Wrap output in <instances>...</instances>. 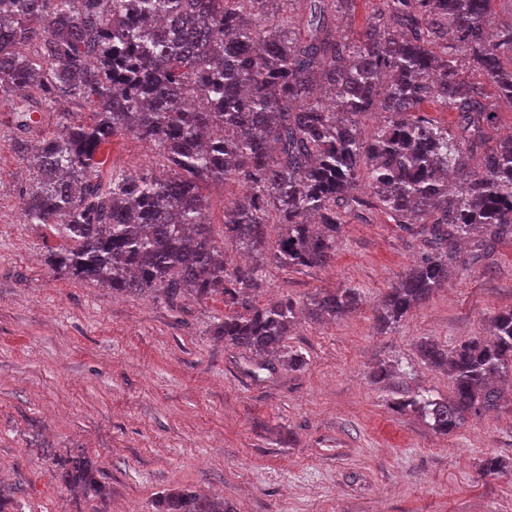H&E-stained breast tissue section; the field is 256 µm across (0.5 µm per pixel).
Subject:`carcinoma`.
<instances>
[{
    "mask_svg": "<svg viewBox=\"0 0 512 512\" xmlns=\"http://www.w3.org/2000/svg\"><path fill=\"white\" fill-rule=\"evenodd\" d=\"M356 0H0V96L13 101V147L27 161L22 189L30 224H53L68 246L51 262L118 294L160 291L171 308L193 295L224 298L233 311L212 333L272 371L297 318L291 299L257 306V269L229 270L207 222L204 186L236 179L246 190L224 210V238L269 247L286 271L326 265L343 217L382 210L417 224L418 264L385 293L376 322L388 328L448 284L449 266L485 261L512 237V137L489 145V92L512 101V26L486 31L491 0H380L355 38L336 35V14ZM467 62L484 82L462 76ZM436 98L455 130L419 105ZM77 100L55 130L34 114ZM384 123L364 133L359 118ZM129 132L158 147L167 173L99 172L97 153ZM479 170L458 176L467 160ZM458 179L456 188L448 181ZM282 232L268 243V225ZM479 236L462 259L458 243ZM360 294H317L309 315L334 320ZM490 336L448 346L425 340L422 362L448 375L446 398L393 401L444 435L506 401L497 386L512 371V309L490 318ZM64 482L91 499L109 491L96 463L74 456ZM153 512H232L224 499L178 488Z\"/></svg>",
    "mask_w": 512,
    "mask_h": 512,
    "instance_id": "1",
    "label": "carcinoma"
}]
</instances>
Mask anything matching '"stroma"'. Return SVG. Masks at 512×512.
<instances>
[{
  "label": "stroma",
  "instance_id": "obj_1",
  "mask_svg": "<svg viewBox=\"0 0 512 512\" xmlns=\"http://www.w3.org/2000/svg\"><path fill=\"white\" fill-rule=\"evenodd\" d=\"M12 134L1 102L0 512H153L155 497L177 487L223 496L235 512H512V408L448 436L391 408L415 392L449 393L447 375L420 360V340L485 335L491 315L512 309V239L381 331L375 305L420 257L419 238L379 210L366 223L348 215L328 265L288 272L225 241L224 208L243 185H209L207 215L228 266L261 270L256 303L361 293L341 320L300 316L287 348L301 369L282 358L255 377L251 353L210 334L222 297L174 310L50 267L64 241L55 225L24 217L27 167ZM98 158L107 178L155 169L158 151L118 134ZM382 364L400 372L378 384ZM492 454L504 473L485 475ZM75 455L97 463L107 503L62 482Z\"/></svg>",
  "mask_w": 512,
  "mask_h": 512
}]
</instances>
